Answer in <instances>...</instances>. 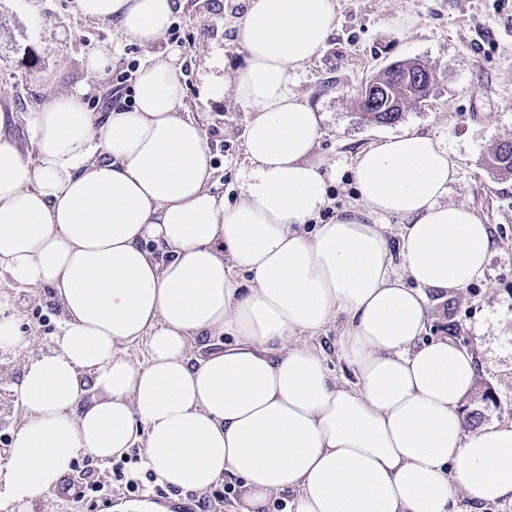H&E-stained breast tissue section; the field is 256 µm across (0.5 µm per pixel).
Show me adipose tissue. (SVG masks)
<instances>
[{
    "label": "adipose tissue",
    "mask_w": 512,
    "mask_h": 512,
    "mask_svg": "<svg viewBox=\"0 0 512 512\" xmlns=\"http://www.w3.org/2000/svg\"><path fill=\"white\" fill-rule=\"evenodd\" d=\"M153 49L134 106L89 111L77 87L0 121V271L50 289L60 325L13 385L20 418L0 463V512H28L69 465L141 450L161 486L236 480L237 512H482L512 502V424L467 426L477 360L426 336L429 289L481 279L489 225L447 203L459 167L417 132L361 149V208L316 218L328 173L322 114L295 92L335 0H247L243 66L212 62L204 98L232 89L253 118L238 195L181 114L178 0H73ZM380 216L401 219L391 243ZM342 321L337 354L309 337ZM145 349L132 357L130 346ZM340 356L350 370L337 376ZM467 508H460L459 498Z\"/></svg>",
    "instance_id": "ef3b65f1"
}]
</instances>
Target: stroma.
Wrapping results in <instances>:
<instances>
[{
    "label": "stroma",
    "mask_w": 512,
    "mask_h": 512,
    "mask_svg": "<svg viewBox=\"0 0 512 512\" xmlns=\"http://www.w3.org/2000/svg\"><path fill=\"white\" fill-rule=\"evenodd\" d=\"M173 29L182 60L186 96L183 108L206 133L214 154L215 182L234 201L243 165V143L250 114L225 91L221 101H202L200 76L215 51L224 54V70L245 63L238 36L244 0H181ZM107 45L112 61L102 72L84 67L88 48ZM148 52L123 41L114 27L76 16L72 0H0V113L28 112L49 90L89 85L90 111H105L114 101L120 73L148 62ZM412 60L433 70L429 96L405 108L391 125L369 121L358 109V91L386 64ZM296 90L320 106L324 121L319 153L332 172L330 219L355 205L352 179L356 152L386 135L404 132L439 138L459 165L448 191L450 203L472 208L493 230L494 246L484 278L463 289L428 293L427 333L448 336L479 359L475 388L463 412L480 410L486 423L512 422V175L487 164L489 154L512 141V0H337L336 24L320 54L300 71ZM0 311L16 315L33 341L26 354L6 353L9 368L0 374V408L17 412L10 384L26 357L50 349L60 322L51 292L15 285L0 276ZM489 391L491 400L481 398ZM138 449L119 459L125 478L110 480L113 466L95 464L109 483L101 512H124L144 503L148 512H192L205 500L210 512H234L238 497L224 479L204 498L156 493L139 460ZM139 484L130 491L127 480Z\"/></svg>",
    "instance_id": "obj_1"
}]
</instances>
